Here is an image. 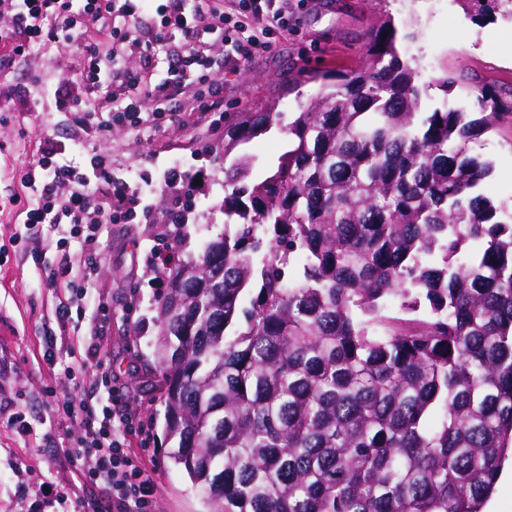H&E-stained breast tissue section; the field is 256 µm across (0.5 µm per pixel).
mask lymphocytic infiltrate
Returning <instances> with one entry per match:
<instances>
[{
    "label": "lymphocytic infiltrate",
    "mask_w": 512,
    "mask_h": 512,
    "mask_svg": "<svg viewBox=\"0 0 512 512\" xmlns=\"http://www.w3.org/2000/svg\"><path fill=\"white\" fill-rule=\"evenodd\" d=\"M305 0H0V12L8 11L9 27H0V65L26 56L34 47L62 39L78 44L82 62L76 73L62 78L47 90L54 111L72 116V145L40 140L31 161L19 174L20 189L9 204L28 198L20 213L27 228L40 224H64L70 238L83 247L98 239L101 225L127 223L152 185L131 187L113 181L112 161L103 149L84 150L85 135L105 136L112 129L164 128L171 116L170 104L181 88H193L202 111L213 109L215 82L211 76V48L223 43L229 62L239 63L270 51L276 34L287 31L297 8ZM160 23L146 37H138L145 16ZM112 43L111 55H102L101 44ZM151 59L169 53L167 73L147 81L123 65L126 53ZM88 90L120 86L110 109L87 100L76 105L74 85ZM84 150L83 162L65 157L67 149ZM110 182L107 199H100L98 185ZM95 266L65 265L49 272L51 282H65L69 301L59 310L67 317L71 307L95 302ZM94 368L103 394L93 402L66 399L59 406L78 420L79 431L64 448L74 461L92 460L86 479L108 490L122 512H155L156 489L146 471L135 464L127 439L134 420L123 413L121 395L112 385V370L100 360L97 344H90L86 359L75 363L83 372Z\"/></svg>",
    "instance_id": "lymphocytic-infiltrate-1"
}]
</instances>
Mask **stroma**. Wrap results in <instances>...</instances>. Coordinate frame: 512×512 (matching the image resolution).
I'll return each instance as SVG.
<instances>
[{"label":"stroma","instance_id":"1","mask_svg":"<svg viewBox=\"0 0 512 512\" xmlns=\"http://www.w3.org/2000/svg\"><path fill=\"white\" fill-rule=\"evenodd\" d=\"M386 14L410 25L413 38L398 39L396 47L419 69L421 82L449 73L460 86L486 87L503 104H512V19L475 23L456 0H309L268 53L232 65L223 61V45H214L219 112L193 111L185 94L164 129H116L103 139L91 134L86 145L108 150L114 174L133 185L162 184L169 168L179 165L189 176L181 188L192 207L183 252L197 254L204 239L224 231L223 114L256 112L274 103L278 119L239 147L255 158L254 177L263 176L285 151L295 112L323 87V74L365 64L366 37ZM80 62L75 48L60 40L0 73V197L16 188L15 177L39 138L68 143L71 124L65 115L26 111L22 100L70 75ZM468 148L491 163L484 191L511 216L512 128L479 135ZM172 199L163 188L149 212H136L127 224L103 225L95 245V294L105 315L94 322L75 313L64 321L57 316L68 293L50 286L47 276L78 255L76 248L59 246L61 226L41 224L30 231L42 254L36 261L14 243L27 232L24 225L0 216V401L26 422L21 429L0 417V512H116L108 492L88 483L83 466L62 453L76 423L58 416L44 394L49 386L61 398L97 394L93 372L76 384L65 374L90 333L112 365L122 410L144 426L143 433L131 436L129 451L155 484L156 512H207L186 472L163 454L164 408L153 388L158 374L144 368L154 359L155 301L167 288L166 278L150 272L149 264L162 250L161 226ZM49 333L56 338L50 361L44 357ZM59 490L66 505L56 500Z\"/></svg>","mask_w":512,"mask_h":512}]
</instances>
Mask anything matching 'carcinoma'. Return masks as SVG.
<instances>
[{"mask_svg": "<svg viewBox=\"0 0 512 512\" xmlns=\"http://www.w3.org/2000/svg\"><path fill=\"white\" fill-rule=\"evenodd\" d=\"M397 34L386 16L367 64L295 113L260 182L235 150L279 113H235L224 233L185 257L184 215L164 224L166 457L210 512H482L512 447V221L467 150L512 107L470 88L471 118L445 73L422 111Z\"/></svg>", "mask_w": 512, "mask_h": 512, "instance_id": "carcinoma-1", "label": "carcinoma"}]
</instances>
